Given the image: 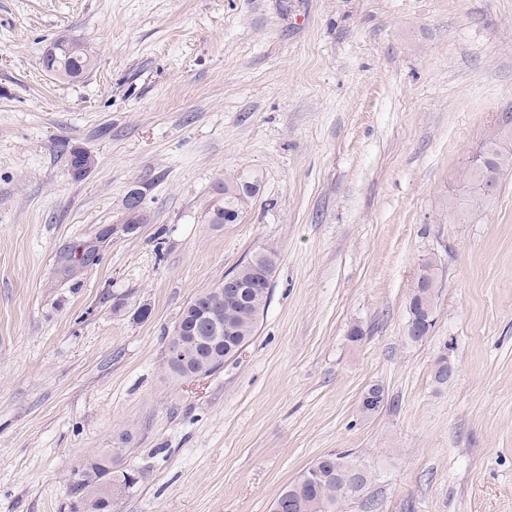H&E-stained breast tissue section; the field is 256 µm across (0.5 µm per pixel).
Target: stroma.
Wrapping results in <instances>:
<instances>
[{"label":"stroma","instance_id":"35a3bbf8","mask_svg":"<svg viewBox=\"0 0 512 512\" xmlns=\"http://www.w3.org/2000/svg\"><path fill=\"white\" fill-rule=\"evenodd\" d=\"M62 36L94 57L74 82L41 65ZM507 112L512 0H0V512H71L73 467L120 446L142 478L114 512H270L329 452L373 473L346 512H512V172L449 209ZM74 148L95 159L78 179ZM242 176L239 223H208ZM266 246L254 338L175 376L191 297ZM413 285L412 292L409 296L408 303V329L411 322H413L420 329L419 336L416 338L410 337L413 341L418 342L426 338L434 326V314L428 313L421 307V300L419 294L423 293L424 288H415Z\"/></svg>","mask_w":512,"mask_h":512}]
</instances>
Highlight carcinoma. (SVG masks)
Here are the masks:
<instances>
[{
  "label": "carcinoma",
  "instance_id": "carcinoma-1",
  "mask_svg": "<svg viewBox=\"0 0 512 512\" xmlns=\"http://www.w3.org/2000/svg\"><path fill=\"white\" fill-rule=\"evenodd\" d=\"M94 59L84 42L71 41L60 59L49 62L42 59L44 69L56 77L74 81L93 68ZM478 160L466 166L461 174L462 182L472 190L467 206L454 212L458 220H463L474 211L487 207L494 195H482L475 183V168L480 167L491 178L502 179L507 170H512V114L502 116V121L482 143L476 153ZM242 198L226 194L217 202H210L207 220L210 224L224 223V216L234 215L243 207ZM277 252L265 247L253 255L234 271L244 288L236 289V301L224 304V331L220 342L198 344L191 334V327L181 313L173 327L167 346L176 344L187 346L186 362L181 364L176 375L198 370L203 366L204 374L212 375L224 363L240 354L255 336L260 317L269 305L272 289L266 282L274 279ZM421 288H412L408 303V322L420 329L418 342L426 338L434 326V316L421 307ZM123 448H104L82 459L72 474L79 481L71 488L72 512L84 505L93 512H112L109 501L94 502L95 488L109 485L127 484V475L122 468ZM373 479L371 470L349 454L328 453L318 457L293 481L281 489L272 503V512H344V506L362 495Z\"/></svg>",
  "mask_w": 512,
  "mask_h": 512
}]
</instances>
